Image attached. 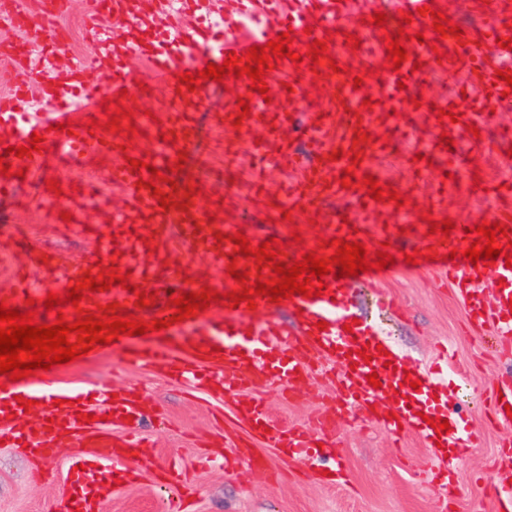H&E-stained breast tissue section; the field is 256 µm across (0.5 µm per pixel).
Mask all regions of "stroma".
Masks as SVG:
<instances>
[{
    "mask_svg": "<svg viewBox=\"0 0 512 512\" xmlns=\"http://www.w3.org/2000/svg\"><path fill=\"white\" fill-rule=\"evenodd\" d=\"M40 210H20L0 201V225H29V236L69 263L94 251V239L83 236H43ZM416 242L398 235L391 246L393 268L380 277L356 284L355 299L362 313L381 337L410 357L421 370L434 362L436 344H447L453 353L448 365V393L461 421L482 434L458 468L456 493L445 501L432 480L433 456L415 433H406L402 447H392L388 436L360 419H346L337 426L339 452L347 465L346 481L308 477L305 466L284 458L279 449L264 448L270 469L218 468L198 472L191 465L201 451L221 438L246 437L244 425L231 413L215 416L214 409L186 388L156 375L147 365L131 364L112 350L98 357L70 364L52 374L56 384L88 387L111 380L135 386L162 406L165 417L146 422L157 463L179 460L188 466L184 488L169 486L157 471L142 473L137 484L112 489L105 512H167L178 495H185V512H498L500 493L493 465L512 426L495 424L489 404L499 378L512 374V340L496 341L469 324L464 304L442 276L443 261H420L412 268L401 263ZM256 394L276 420L310 424L332 406L334 386L314 376L302 397L286 399L279 386H259ZM67 477L58 468L55 478L0 446V512H69L61 492Z\"/></svg>",
    "mask_w": 512,
    "mask_h": 512,
    "instance_id": "obj_1",
    "label": "stroma"
}]
</instances>
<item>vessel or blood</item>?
<instances>
[{"label":"vessel or blood","instance_id":"obj_1","mask_svg":"<svg viewBox=\"0 0 512 512\" xmlns=\"http://www.w3.org/2000/svg\"><path fill=\"white\" fill-rule=\"evenodd\" d=\"M168 11L167 26L153 24L157 5ZM66 0H45L41 23H31L24 0H0V25L22 32L23 40L6 52L27 80L0 96V157L8 156L12 168L28 173L39 170L46 157L60 163L81 161L105 174L104 181L62 182L60 193L37 182L36 195L46 204L48 230L53 234H79L115 242L101 256L62 266L60 257L33 247L28 264L48 274L45 288L63 290L81 282L84 275L100 276L103 269L117 268L128 275L130 289L116 285L92 293L77 307H64L66 322L78 315L103 314L107 305L129 310L136 320L151 324L170 320V327L148 336H120L111 349L129 362L147 363L168 380L187 385L192 392L219 404L232 398L231 413L245 421L253 440L284 449L289 458L307 460L318 471L322 455L336 451V417L326 414L313 426L286 428L274 422L254 390L277 379L289 392H301L316 373L328 368L336 385L337 412L360 411L392 437L403 429L414 430L426 447L452 449L435 473L438 487L453 494L456 470L469 441L466 428L455 423L454 409L437 374L412 367L398 352L379 356V337L370 325L355 321L351 310L353 280L328 278L319 297L294 295L282 302L260 295L253 303L238 307L212 305L207 311L174 321L172 305L159 299L140 304L139 293L153 289L159 270L175 274L178 283L172 295L202 293L210 287L220 292H243L257 278H270L272 265H256L238 255L236 225L225 223L231 212L252 209L280 223L277 236L282 248L278 260L289 264L300 252L330 259L324 241L343 238L362 244L392 240L398 226L418 243L444 253L453 246L468 247L475 236L469 228L473 198L489 200L488 222L512 229V178L475 181V165H463L458 155L441 148L442 133L473 141L467 125L479 131L496 128L502 138L512 139V90L500 81L498 70L512 69V51L497 45V38H512V0H225L224 12L212 14L208 0H87L85 26L94 45L92 54L68 50V33L56 19ZM456 19L459 11L476 18L462 35H439L431 28L432 11ZM385 12L386 28L375 27V12ZM412 13L408 49L399 70L387 69L384 43L387 33L399 32V20ZM117 16L121 30L104 27L105 19ZM289 32L293 50L303 65L282 59L264 80L271 97L262 99L250 87V78L225 79L223 111L211 116L224 131L227 170L223 182L203 185L176 179L167 165L181 153L191 152L200 135V115L206 107L213 80L191 90L179 85L182 73L197 72L207 64H223L231 53L268 45L281 32ZM359 36L361 45L351 49L348 35ZM326 42V56L312 59V41ZM141 61L148 74L135 72L132 61ZM421 70H414V63ZM119 100L130 109L131 118L121 119L120 131L103 127L104 99ZM250 103L251 113L239 116L240 100ZM370 107H363V100ZM170 101L174 111L163 120L144 114V103ZM454 109L456 122L440 123L438 112ZM100 120L88 129L89 119ZM67 122L70 132L57 123ZM413 125L421 136L420 160L408 165L417 178L405 188L404 206L395 201L370 199L361 179L376 174L375 159L387 152L394 135ZM139 133L129 136L128 126ZM41 135L44 148L23 157L8 155L11 146H29L32 135ZM358 166H351V156ZM147 163L134 172L131 159ZM275 164L292 174L291 180L271 184L266 164ZM165 171L164 180L148 187L152 169ZM354 181L342 188L344 172ZM120 188L121 194H103L102 182ZM169 206H162L161 198ZM349 198L354 202L345 219L330 216L322 203ZM71 220H62V213ZM433 219L452 218L450 236L431 234L422 214ZM312 225L302 249H285L292 228ZM179 233L182 247L171 244ZM246 272L244 282L234 281L229 267ZM63 277H56V269ZM446 277L463 302L469 321L493 336L512 337V267L505 257L494 266L447 264ZM500 280L493 298H486L484 285ZM34 295L24 273L9 285H0V302L19 304ZM297 312L296 326L282 323L280 308ZM326 322L319 331L318 322ZM367 348L370 363H363L359 348ZM377 374L381 388L369 385ZM420 388H412V381ZM396 398L393 415L380 406ZM35 401V414L21 412L19 399ZM154 405L137 388L98 385L89 390L51 386L40 374L0 388V440L21 447L23 456L53 473L62 447H70L66 460L65 490L73 496L72 512H105V494L99 493L100 477L109 475L129 483L140 471L160 468L166 481L179 482L173 465L158 466L152 441L139 430V423ZM91 415V422L78 421V413ZM450 420L448 432L437 433L428 418ZM235 461L248 470L263 468L264 456L252 443L233 446Z\"/></svg>","mask_w":512,"mask_h":512}]
</instances>
